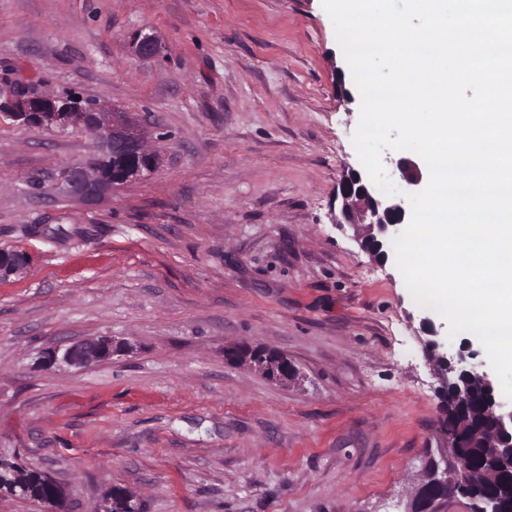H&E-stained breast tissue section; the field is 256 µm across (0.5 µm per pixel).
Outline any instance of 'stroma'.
I'll return each mask as SVG.
<instances>
[{
    "mask_svg": "<svg viewBox=\"0 0 512 512\" xmlns=\"http://www.w3.org/2000/svg\"><path fill=\"white\" fill-rule=\"evenodd\" d=\"M16 83L122 108L160 161L99 205L38 197L27 176L91 160L93 135L0 122V247L34 257L0 282V459L67 512L115 488L143 512H394L442 417L423 319L439 352L491 365L332 221L363 168L361 94L321 0H0V88ZM100 336L134 351L39 362ZM233 344L296 379L226 361ZM245 354L250 355V359L258 364H269L272 362H285L288 363V358L279 353H275L272 351H268L263 348H247L245 349ZM224 357L229 360H238L248 362L252 367L256 369V366L252 363L249 358H243L238 355L236 348L225 347L224 348Z\"/></svg>",
    "mask_w": 512,
    "mask_h": 512,
    "instance_id": "obj_1",
    "label": "stroma"
}]
</instances>
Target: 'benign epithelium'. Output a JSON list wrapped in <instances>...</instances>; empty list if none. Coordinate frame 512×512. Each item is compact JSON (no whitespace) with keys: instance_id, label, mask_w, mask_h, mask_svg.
<instances>
[{"instance_id":"7a95c632","label":"benign epithelium","mask_w":512,"mask_h":512,"mask_svg":"<svg viewBox=\"0 0 512 512\" xmlns=\"http://www.w3.org/2000/svg\"><path fill=\"white\" fill-rule=\"evenodd\" d=\"M133 47L143 58H153L159 54V46L150 35L135 37ZM0 118H8L24 127L85 130L96 137L101 154L130 160L150 154L145 132L138 122L107 104H96L90 113L82 107L71 105L66 98L21 86L8 92L0 90ZM392 164L404 183L405 192H418L426 186L429 170L424 161L401 154L392 160ZM26 184L35 195L52 197L62 194L80 204L97 203L119 186L111 177L99 172L92 161L33 174L27 178ZM336 203L334 223L362 228L360 247L378 262H386L389 257L387 247L397 226L409 222L405 199L380 193L371 180L359 171L350 169L339 183ZM31 261L32 257L27 252L1 247L0 281H8L25 273ZM131 351L130 345L102 336L50 346L42 351L41 362L49 369L61 366L82 369L109 360L118 353L126 355ZM473 357L474 353L466 346L460 347L452 356L446 353L435 355L433 371L439 385L448 383L455 374L468 379L479 378L491 384L487 373H480L469 366L467 359ZM259 372L280 383H286L295 376L294 369L286 365L279 368L261 367ZM487 407L496 422V432L485 442V446L496 449V457L512 464V410L502 411L503 404L495 393L491 394ZM438 437L441 446L437 452L440 462L444 464L441 483L448 487V496L465 498L467 494L458 487L470 484L471 472L453 452V448L457 447L453 433L440 428Z\"/></svg>"}]
</instances>
